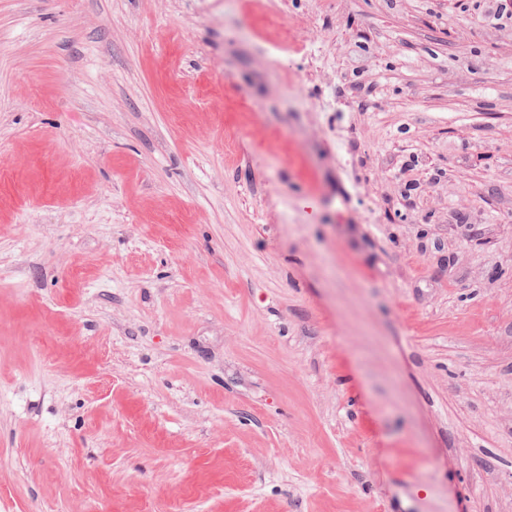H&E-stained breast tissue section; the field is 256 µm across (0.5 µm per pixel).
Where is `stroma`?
Segmentation results:
<instances>
[{
    "label": "stroma",
    "mask_w": 512,
    "mask_h": 512,
    "mask_svg": "<svg viewBox=\"0 0 512 512\" xmlns=\"http://www.w3.org/2000/svg\"><path fill=\"white\" fill-rule=\"evenodd\" d=\"M0 512H512L494 0H0Z\"/></svg>",
    "instance_id": "1"
}]
</instances>
